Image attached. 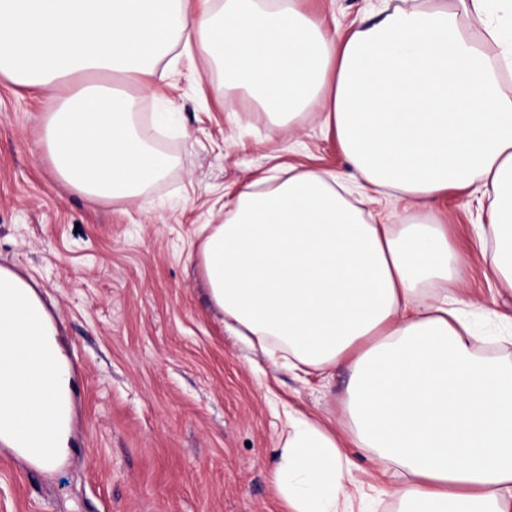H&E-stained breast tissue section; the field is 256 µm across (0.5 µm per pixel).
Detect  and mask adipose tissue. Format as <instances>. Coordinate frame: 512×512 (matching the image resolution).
<instances>
[{"label": "adipose tissue", "instance_id": "1", "mask_svg": "<svg viewBox=\"0 0 512 512\" xmlns=\"http://www.w3.org/2000/svg\"><path fill=\"white\" fill-rule=\"evenodd\" d=\"M461 2L458 14L418 0L342 34L299 0H0V76L52 92L41 139L60 181L126 200L170 165L136 122L141 95L162 59L197 51L272 121L318 107L382 213L451 187L492 197L482 256L512 287V98L487 61L493 44L512 65V20L492 19L506 0ZM348 192L310 168L239 189L201 249L214 304L288 371H350L351 440L391 472L382 493L399 512H512V366L474 351L446 289L447 225L376 223ZM56 336L34 287L0 269V438L40 427L51 467L71 425ZM281 441L286 512H350L360 488L335 432L289 412Z\"/></svg>", "mask_w": 512, "mask_h": 512}]
</instances>
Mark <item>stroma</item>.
<instances>
[{"label":"stroma","instance_id":"obj_1","mask_svg":"<svg viewBox=\"0 0 512 512\" xmlns=\"http://www.w3.org/2000/svg\"><path fill=\"white\" fill-rule=\"evenodd\" d=\"M375 0H301L344 32L374 23ZM197 52L159 66L143 112L169 157L166 175L126 201L92 200L57 178L40 143L51 104L0 80V268L33 285L71 371L70 448L54 468L0 443V512H284L272 481L285 410L347 433L350 373L297 379L234 336L211 302L201 247L224 220L227 193L289 167L348 173L342 149L315 115L286 127L234 90ZM438 215L459 254V298L496 361L512 365V288L485 269L471 192L400 204L392 223ZM374 512L381 469L348 447Z\"/></svg>","mask_w":512,"mask_h":512}]
</instances>
